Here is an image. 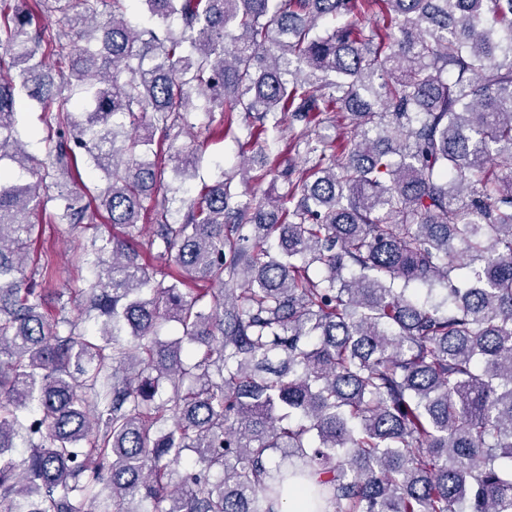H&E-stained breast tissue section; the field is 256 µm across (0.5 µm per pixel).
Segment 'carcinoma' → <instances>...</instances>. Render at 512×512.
<instances>
[{
    "instance_id": "cac0c4a2",
    "label": "carcinoma",
    "mask_w": 512,
    "mask_h": 512,
    "mask_svg": "<svg viewBox=\"0 0 512 512\" xmlns=\"http://www.w3.org/2000/svg\"><path fill=\"white\" fill-rule=\"evenodd\" d=\"M127 2L0 0L6 512H282L295 486L307 512H512V174L487 173L512 162V0H141V30ZM196 100L243 114L250 181L285 195L162 186L151 146ZM80 159L93 210L49 196ZM50 199L124 229L80 244L91 278L53 311L25 276ZM18 122L14 135L24 144L25 149L36 157L45 155L42 138L46 136L45 126L40 117L41 112L33 111L27 105L19 101L17 103Z\"/></svg>"
}]
</instances>
